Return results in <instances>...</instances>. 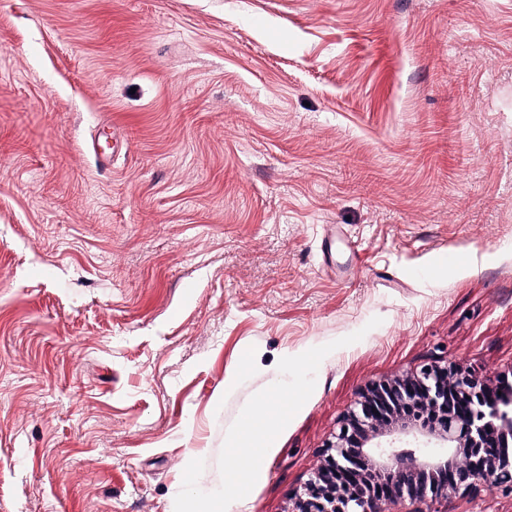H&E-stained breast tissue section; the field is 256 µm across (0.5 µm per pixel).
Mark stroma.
Segmentation results:
<instances>
[{"label": "stroma", "mask_w": 512, "mask_h": 512, "mask_svg": "<svg viewBox=\"0 0 512 512\" xmlns=\"http://www.w3.org/2000/svg\"><path fill=\"white\" fill-rule=\"evenodd\" d=\"M446 359L512 373V0H0V512H288ZM275 411V405L262 396L251 408L247 418L249 426L242 435L231 436L226 444L230 453L231 465L229 471L233 474L229 484L234 486L238 476H251L258 464L259 453L268 447L270 436L266 432L268 422Z\"/></svg>", "instance_id": "stroma-1"}]
</instances>
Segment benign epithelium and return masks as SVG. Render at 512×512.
I'll list each match as a JSON object with an SVG mask.
<instances>
[{
  "label": "benign epithelium",
  "mask_w": 512,
  "mask_h": 512,
  "mask_svg": "<svg viewBox=\"0 0 512 512\" xmlns=\"http://www.w3.org/2000/svg\"><path fill=\"white\" fill-rule=\"evenodd\" d=\"M498 391L492 379L455 362L374 386L344 415L289 512H387L386 503L406 497L419 504L411 512H433L434 500L479 480L512 494V405ZM410 401L427 411L397 419L359 448L364 426Z\"/></svg>",
  "instance_id": "obj_1"
}]
</instances>
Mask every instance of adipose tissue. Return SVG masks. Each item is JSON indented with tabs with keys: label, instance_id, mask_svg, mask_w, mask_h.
Segmentation results:
<instances>
[{
	"label": "adipose tissue",
	"instance_id": "obj_1",
	"mask_svg": "<svg viewBox=\"0 0 512 512\" xmlns=\"http://www.w3.org/2000/svg\"><path fill=\"white\" fill-rule=\"evenodd\" d=\"M275 411L274 404L259 398L248 414L249 426L245 434L231 436L226 444L230 454L233 476L251 475L258 464L259 453L268 447V422Z\"/></svg>",
	"mask_w": 512,
	"mask_h": 512
}]
</instances>
